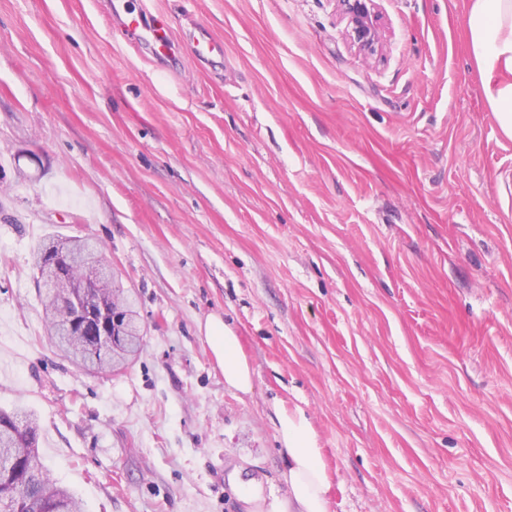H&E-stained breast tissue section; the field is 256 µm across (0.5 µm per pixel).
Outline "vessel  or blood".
Returning a JSON list of instances; mask_svg holds the SVG:
<instances>
[{
  "instance_id": "b4317fda",
  "label": "vessel or blood",
  "mask_w": 512,
  "mask_h": 512,
  "mask_svg": "<svg viewBox=\"0 0 512 512\" xmlns=\"http://www.w3.org/2000/svg\"><path fill=\"white\" fill-rule=\"evenodd\" d=\"M109 9L116 20L117 32L128 42L146 47L160 63L173 56L169 27L165 20L151 18L145 8L132 0H110ZM196 59L207 62L224 56V43L213 37L203 26H195L191 40Z\"/></svg>"
}]
</instances>
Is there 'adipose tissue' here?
I'll return each mask as SVG.
<instances>
[{"mask_svg":"<svg viewBox=\"0 0 512 512\" xmlns=\"http://www.w3.org/2000/svg\"><path fill=\"white\" fill-rule=\"evenodd\" d=\"M468 34L487 102L501 132L512 138V0H472ZM204 332L226 384L251 392L252 374L237 336L217 315L208 317ZM278 432L288 457V498L278 512H330L331 476L308 419L299 411L280 413Z\"/></svg>","mask_w":512,"mask_h":512,"instance_id":"adipose-tissue-1","label":"adipose tissue"}]
</instances>
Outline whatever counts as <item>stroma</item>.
I'll list each match as a JSON object with an SVG mask.
<instances>
[{
  "mask_svg": "<svg viewBox=\"0 0 512 512\" xmlns=\"http://www.w3.org/2000/svg\"><path fill=\"white\" fill-rule=\"evenodd\" d=\"M469 2L378 0L367 57L336 0H144L165 69L106 0H0V407L34 413L86 512H253V484L269 512L296 409L330 512H512V140ZM197 23L223 63L193 57ZM70 236L139 313L112 374L45 337L31 254ZM204 332L218 365L223 369L226 384L244 394L251 392L252 374L246 358L240 352L238 336L217 315L208 317Z\"/></svg>",
  "mask_w": 512,
  "mask_h": 512,
  "instance_id": "1",
  "label": "stroma"
}]
</instances>
